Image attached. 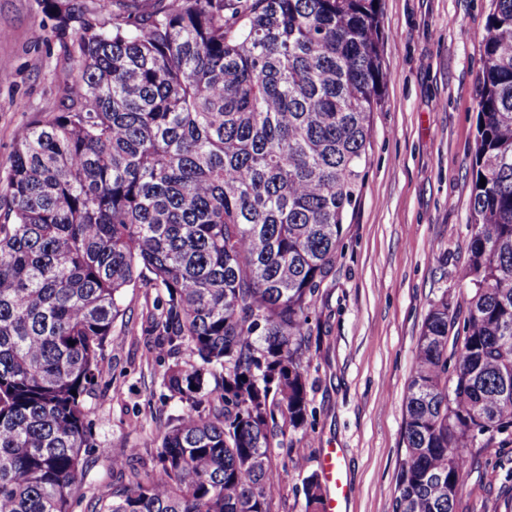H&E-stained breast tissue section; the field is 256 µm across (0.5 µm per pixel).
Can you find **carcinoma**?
<instances>
[{"instance_id": "carcinoma-1", "label": "carcinoma", "mask_w": 512, "mask_h": 512, "mask_svg": "<svg viewBox=\"0 0 512 512\" xmlns=\"http://www.w3.org/2000/svg\"><path fill=\"white\" fill-rule=\"evenodd\" d=\"M43 2L75 76L0 179V512H68L139 283L166 292L160 349L192 359L163 375L183 409L156 467L99 512H269L272 438L312 415L310 309L366 176L378 0H158L108 29ZM483 43L467 293L429 304L394 512H454L469 449L512 431V0ZM305 495L324 512L314 473Z\"/></svg>"}]
</instances>
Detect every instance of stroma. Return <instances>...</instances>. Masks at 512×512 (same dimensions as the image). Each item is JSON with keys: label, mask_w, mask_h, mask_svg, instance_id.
Returning a JSON list of instances; mask_svg holds the SVG:
<instances>
[{"label": "stroma", "mask_w": 512, "mask_h": 512, "mask_svg": "<svg viewBox=\"0 0 512 512\" xmlns=\"http://www.w3.org/2000/svg\"><path fill=\"white\" fill-rule=\"evenodd\" d=\"M491 0H379L388 78L371 114L369 165L311 307L306 429L273 440L281 479L270 512H305V482L329 449L342 451L354 487L344 512H393L404 458L403 402L418 337L437 295L463 297L471 161L477 136L476 78ZM0 175L18 128L50 119L70 75L41 0H0ZM165 298L127 289L89 398L95 445L69 512H96V494L122 486L124 470L151 468L162 427L180 412L163 396L173 359L161 353L150 316ZM455 512H512V444L474 448Z\"/></svg>", "instance_id": "stroma-1"}]
</instances>
